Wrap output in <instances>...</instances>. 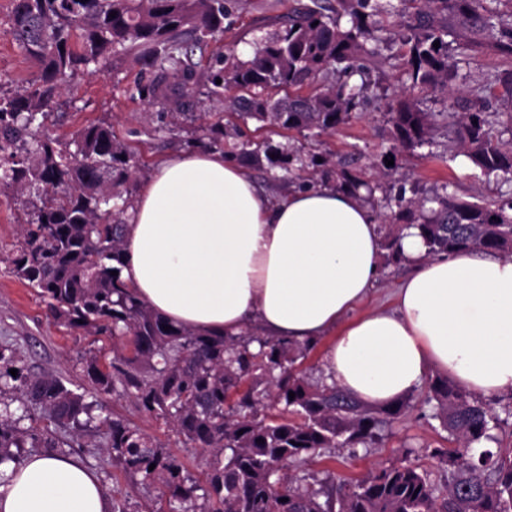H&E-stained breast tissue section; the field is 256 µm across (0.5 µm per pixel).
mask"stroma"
Segmentation results:
<instances>
[{"mask_svg": "<svg viewBox=\"0 0 512 512\" xmlns=\"http://www.w3.org/2000/svg\"><path fill=\"white\" fill-rule=\"evenodd\" d=\"M293 4L294 0H241L224 35L208 40L201 51L193 55L198 81H205L215 54L245 60V46L273 35L279 18ZM11 7L12 0H0L1 92L13 91L36 76L25 53L6 33ZM399 48L400 41L396 38L381 44L380 50L388 62L371 77L367 110L330 135L310 136L271 129L253 120L240 121L231 117V107L221 96L194 95L189 109L194 113H209L211 121L223 123L224 149L228 152L246 140L260 146L270 142L287 153L329 150L371 181H379L378 174L390 159L399 172L406 175L404 186L416 190L421 197L431 196L443 188L459 198L478 203L512 197L507 188L483 183L479 170L462 161L446 138L436 137L434 144L422 148L394 149L386 105L405 88ZM149 79V73L144 71L136 55L111 54L72 79L45 122L48 133L61 142L68 141L84 125L110 123L114 134L130 147L138 164L137 172L127 185L132 197L160 161L171 153L187 149L189 140L195 136L190 122L182 120L171 124L169 114L174 108L173 99L161 98L150 104L139 99L136 87ZM26 219L21 201L0 195V352L21 359L29 372L54 373L69 388L85 394L87 401L97 404L102 414L139 428L154 444L177 457L194 479L205 481L209 470L207 452L185 444L169 424L141 412L131 400L97 392L86 378L85 358L101 347L112 350V339L105 338L97 343L92 337L56 324L48 315L46 300L11 274L4 258L16 252L20 242L19 226ZM408 271L405 259L384 254L380 282L364 303V310L392 308L393 292ZM427 392L424 385L412 391L410 411L382 426L376 443L357 448L353 453L343 448L324 449L316 461L298 469V478L306 483L354 479L366 469L389 465L406 455L426 469L438 487H446L448 468L432 458L431 453L447 447L448 434L437 420L429 417L424 404ZM78 440V446L70 450L71 456L95 470L106 491L124 499L129 512H147L149 506L158 503L160 485L141 484L113 463L112 453L104 448L97 430L84 432Z\"/></svg>", "mask_w": 512, "mask_h": 512, "instance_id": "obj_1", "label": "stroma"}]
</instances>
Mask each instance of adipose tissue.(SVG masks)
<instances>
[{
    "mask_svg": "<svg viewBox=\"0 0 512 512\" xmlns=\"http://www.w3.org/2000/svg\"><path fill=\"white\" fill-rule=\"evenodd\" d=\"M123 220L121 278L175 325L229 338L254 324L297 342L332 335V381L372 408L431 371L477 396L512 392V258H433L405 229L413 274L392 310L356 315L381 274L374 211L327 183L271 202L216 149L160 162ZM0 512H112V500L78 460L32 455L0 486Z\"/></svg>",
    "mask_w": 512,
    "mask_h": 512,
    "instance_id": "adipose-tissue-1",
    "label": "adipose tissue"
}]
</instances>
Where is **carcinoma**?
Returning <instances> with one entry per match:
<instances>
[{"instance_id":"carcinoma-1","label":"carcinoma","mask_w":512,"mask_h":512,"mask_svg":"<svg viewBox=\"0 0 512 512\" xmlns=\"http://www.w3.org/2000/svg\"><path fill=\"white\" fill-rule=\"evenodd\" d=\"M238 6L239 0H13L6 33L35 63L37 76L0 95V194L24 198L28 209L21 245L5 262L48 299L60 325L85 336L130 337L127 352L106 364L89 354L87 378L165 420L185 443L208 451L210 462L201 484L124 421L94 416L93 405L53 373H29L0 352V479L27 445L64 446L21 426L25 415L1 398L12 389L60 427L102 431L125 472L166 488L167 507L155 512H333L335 506L338 512H512V452L486 447L495 441L498 417L484 398L439 376L430 383L428 402L453 444L433 452L451 470L446 492L438 493L428 473L406 456L337 487L302 485L292 473L272 475L275 461L295 468L326 448L374 443L409 403L367 408L336 384L308 377L298 362L313 343L234 340L176 326L116 275L123 224L112 211L129 206L121 187L135 168L133 155L106 123L57 142L45 130L48 111L80 67L118 51L136 53L154 74L138 85L141 100L164 97L171 79L189 96L195 83L189 60L198 42L224 33V19ZM391 16L409 31L403 42L410 85L387 106L394 140L402 148L430 145L443 126L457 153L486 179L512 183V141L492 133L495 125L512 130V0H311L258 42L252 59L217 60L207 81L221 80L219 88L232 94L244 119L332 134L364 108L365 70L376 62ZM486 50L508 65L476 79L470 60ZM428 95L450 100L448 110L424 111ZM202 131L205 146L224 148L223 126ZM231 157L268 172L310 169L326 181L339 165L330 152L288 155L269 142L262 150L243 142ZM336 186L363 189L366 199L375 189L345 170ZM387 207L384 247L396 254L403 229L415 226L429 256L469 250L512 257V197L481 205L446 193L408 198L402 189Z\"/></svg>"}]
</instances>
